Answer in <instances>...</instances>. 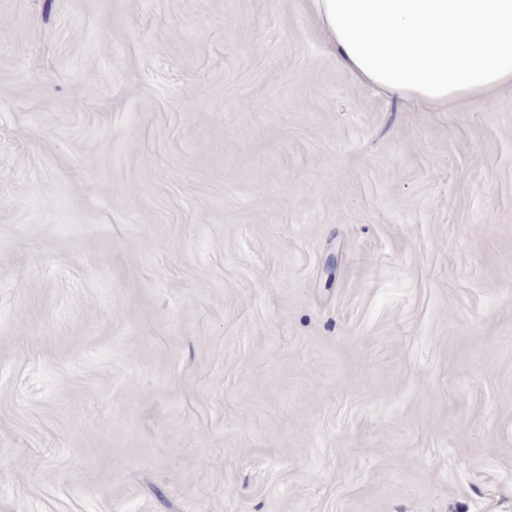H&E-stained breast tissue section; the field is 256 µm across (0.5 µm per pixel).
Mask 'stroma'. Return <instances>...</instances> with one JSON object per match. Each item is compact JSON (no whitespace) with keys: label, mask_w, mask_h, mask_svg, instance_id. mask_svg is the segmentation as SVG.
I'll return each instance as SVG.
<instances>
[{"label":"stroma","mask_w":512,"mask_h":512,"mask_svg":"<svg viewBox=\"0 0 512 512\" xmlns=\"http://www.w3.org/2000/svg\"><path fill=\"white\" fill-rule=\"evenodd\" d=\"M0 512H512V89L377 94L307 0H0Z\"/></svg>","instance_id":"35a3bbf8"}]
</instances>
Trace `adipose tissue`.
Returning <instances> with one entry per match:
<instances>
[{"mask_svg":"<svg viewBox=\"0 0 512 512\" xmlns=\"http://www.w3.org/2000/svg\"><path fill=\"white\" fill-rule=\"evenodd\" d=\"M338 66L431 106L512 87V0H311Z\"/></svg>","mask_w":512,"mask_h":512,"instance_id":"obj_1","label":"adipose tissue"}]
</instances>
